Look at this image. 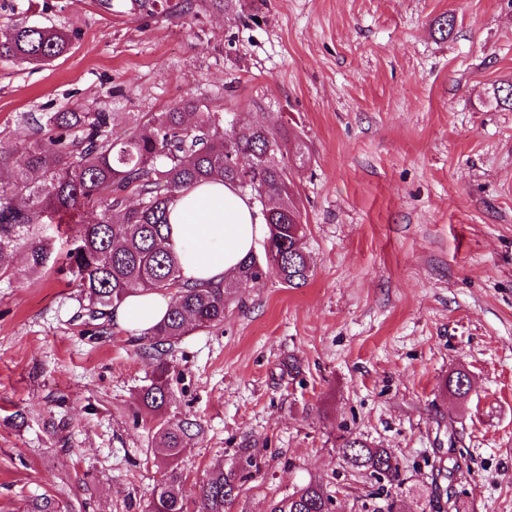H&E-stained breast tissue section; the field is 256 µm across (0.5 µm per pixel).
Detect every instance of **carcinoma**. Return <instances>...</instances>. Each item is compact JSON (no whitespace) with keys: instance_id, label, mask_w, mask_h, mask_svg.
Segmentation results:
<instances>
[{"instance_id":"cac0c4a2","label":"carcinoma","mask_w":512,"mask_h":512,"mask_svg":"<svg viewBox=\"0 0 512 512\" xmlns=\"http://www.w3.org/2000/svg\"><path fill=\"white\" fill-rule=\"evenodd\" d=\"M138 11L175 17L190 13L195 0H135ZM72 34L53 25L15 26L0 34V60L48 64L65 56ZM499 106L512 107V82L493 87ZM24 179L0 182V277L9 273L20 247L34 270L56 268L81 288L89 315L109 310L139 290L172 293L167 317L154 327L143 354L157 363L138 405L150 416L164 452L165 479L153 492L147 512H187L178 459L193 439L194 424L167 417L170 403L164 357L182 337L224 322L230 290L274 277L298 288L311 276L292 168L308 161L304 141L284 126L255 122L239 126L190 97L157 112L132 131L115 128L112 113L45 112L36 135L17 146ZM230 182L255 200L269 228L265 257L249 256L235 276L219 286H189L181 281L178 260L165 227L169 205L205 181ZM138 201L125 205L128 195ZM94 203L97 222L84 224L81 213ZM47 224H73L66 250H54L43 234ZM444 388L454 398L470 390L467 371L448 374ZM347 468L362 476L400 482L399 462L390 448H375L349 435L336 449ZM258 464L251 456L224 468H210L199 490L198 512H229ZM327 484L309 480L270 502L267 512H333Z\"/></svg>"}]
</instances>
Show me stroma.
<instances>
[{
  "instance_id": "obj_1",
  "label": "stroma",
  "mask_w": 512,
  "mask_h": 512,
  "mask_svg": "<svg viewBox=\"0 0 512 512\" xmlns=\"http://www.w3.org/2000/svg\"><path fill=\"white\" fill-rule=\"evenodd\" d=\"M454 20L448 37L439 17ZM14 24L78 31L44 66L0 62V153L44 112L107 108L119 129L191 96L242 123L275 119L310 161L294 170L313 272L234 289L224 322L167 354L169 416L196 423L179 459L187 503L211 465L260 470L231 512L327 480L335 512H387L335 448L393 449L401 512H435L456 448L458 512H512V0H239L182 17L100 0H0ZM80 290L18 256L0 278V512H145L165 468L136 396L155 362ZM465 366L473 386L443 388Z\"/></svg>"
}]
</instances>
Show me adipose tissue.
<instances>
[{"mask_svg":"<svg viewBox=\"0 0 512 512\" xmlns=\"http://www.w3.org/2000/svg\"><path fill=\"white\" fill-rule=\"evenodd\" d=\"M170 244L183 283L219 284L268 234L259 206L230 183H200L169 207ZM169 309L154 291L127 295L112 311L113 319L135 336L150 334Z\"/></svg>","mask_w":512,"mask_h":512,"instance_id":"1","label":"adipose tissue"}]
</instances>
